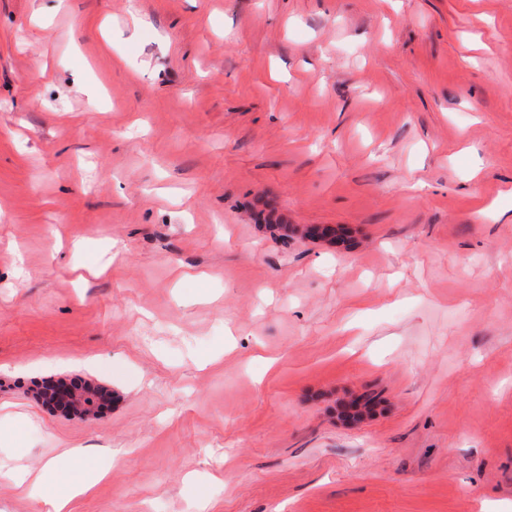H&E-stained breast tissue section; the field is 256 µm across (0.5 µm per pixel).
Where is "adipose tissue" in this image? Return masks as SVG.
I'll return each instance as SVG.
<instances>
[{
  "mask_svg": "<svg viewBox=\"0 0 512 512\" xmlns=\"http://www.w3.org/2000/svg\"><path fill=\"white\" fill-rule=\"evenodd\" d=\"M120 456V450L112 448L93 457L72 449L64 452L60 459L46 463L35 480H28L23 472L13 474L12 479L19 485L31 482L33 491L50 505L52 512H67L72 498L91 491L109 476Z\"/></svg>",
  "mask_w": 512,
  "mask_h": 512,
  "instance_id": "adipose-tissue-1",
  "label": "adipose tissue"
}]
</instances>
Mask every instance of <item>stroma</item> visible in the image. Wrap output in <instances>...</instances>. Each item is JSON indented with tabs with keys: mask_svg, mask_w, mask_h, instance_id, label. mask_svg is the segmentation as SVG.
<instances>
[{
	"mask_svg": "<svg viewBox=\"0 0 512 512\" xmlns=\"http://www.w3.org/2000/svg\"><path fill=\"white\" fill-rule=\"evenodd\" d=\"M509 188L512 0H0V470L121 449L69 512H512ZM87 375L97 417L33 393Z\"/></svg>",
	"mask_w": 512,
	"mask_h": 512,
	"instance_id": "obj_1",
	"label": "stroma"
}]
</instances>
